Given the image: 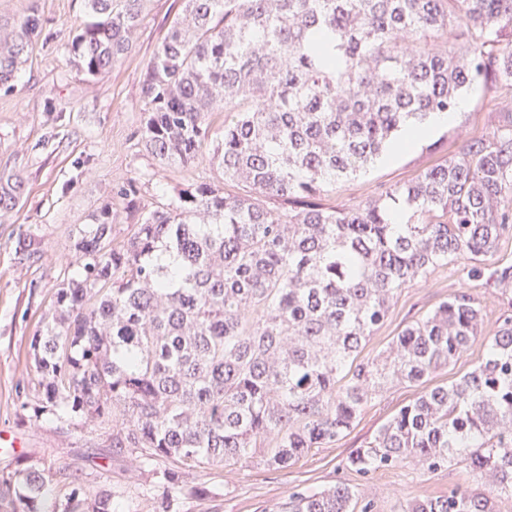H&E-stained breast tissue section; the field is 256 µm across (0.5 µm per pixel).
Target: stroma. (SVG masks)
<instances>
[{"label": "stroma", "instance_id": "obj_1", "mask_svg": "<svg viewBox=\"0 0 512 512\" xmlns=\"http://www.w3.org/2000/svg\"><path fill=\"white\" fill-rule=\"evenodd\" d=\"M182 8V0H144L131 50L112 71L89 77L61 49L67 27L88 18L85 0H0V19L13 21L35 11L43 20L14 89H0V176L18 173L26 182L16 207L0 211V430L25 435L26 457L64 469L54 484L58 499H66L78 485L93 494L105 491L112 495L114 512H281L289 493L337 484L356 487L367 512H400L406 502L470 484L464 466L455 463L430 470L409 460L367 476L349 467L350 454L419 396L420 387L409 384L388 387L344 437L312 449L288 469L256 459L188 471L187 485L208 489L203 499L168 497L152 487L134 452L113 447L107 426L62 412L34 417L38 385L29 343L60 281L78 273L66 262L76 232L108 202L117 213L112 239L126 242L138 214L165 206L191 184L222 180L208 157L168 167L141 140L145 65ZM463 100V107L426 142L390 161L375 162L323 195V203L361 206L453 157L466 141L512 123V90L494 80L478 79ZM124 189L133 190L137 215L126 213L120 196ZM462 290L481 301L487 325H494L501 313L497 287L468 279L458 262L406 285L367 339L361 358L377 355L407 324Z\"/></svg>", "mask_w": 512, "mask_h": 512}]
</instances>
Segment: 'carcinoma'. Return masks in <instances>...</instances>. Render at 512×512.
<instances>
[{"instance_id": "1", "label": "carcinoma", "mask_w": 512, "mask_h": 512, "mask_svg": "<svg viewBox=\"0 0 512 512\" xmlns=\"http://www.w3.org/2000/svg\"><path fill=\"white\" fill-rule=\"evenodd\" d=\"M143 0H87L64 52L86 75L130 49ZM146 64L141 138L166 166L224 137L210 160L250 195L199 183L139 218L112 245V205L73 241L63 280L34 334L40 406L112 429L140 451L167 494L184 474L259 454L286 469L353 426L394 384L428 382L468 348L483 358L426 388L349 457L368 473L414 460L465 465L487 486L456 487L404 512H497L512 499V266L496 271L502 310L484 328L462 291L358 359L398 291L436 268L478 261L512 231V126L356 208L328 188L377 160L407 128L451 112L477 79L512 87V0H184ZM32 12L0 24V86L11 88L41 30ZM20 174L0 183L16 206ZM281 198L288 207L270 209ZM55 474L23 457L0 473V512H112L82 488L65 501ZM346 485L293 494L288 512H357Z\"/></svg>"}]
</instances>
